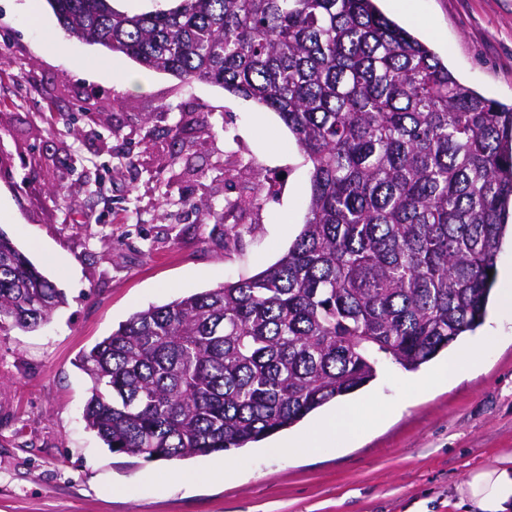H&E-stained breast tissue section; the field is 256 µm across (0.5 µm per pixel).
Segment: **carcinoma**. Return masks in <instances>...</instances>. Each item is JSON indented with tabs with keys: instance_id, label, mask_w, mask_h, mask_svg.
Masks as SVG:
<instances>
[{
	"instance_id": "carcinoma-1",
	"label": "carcinoma",
	"mask_w": 512,
	"mask_h": 512,
	"mask_svg": "<svg viewBox=\"0 0 512 512\" xmlns=\"http://www.w3.org/2000/svg\"><path fill=\"white\" fill-rule=\"evenodd\" d=\"M63 28L279 114L306 221L260 273L134 313L81 358L83 417L145 460L245 448L484 322L512 204V105L463 84L378 0H47ZM64 294L0 232V329ZM115 8L128 13H142L156 9H168L175 7L176 0H115L111 2Z\"/></svg>"
}]
</instances>
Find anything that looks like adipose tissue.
Segmentation results:
<instances>
[{"label":"adipose tissue","instance_id":"adipose-tissue-1","mask_svg":"<svg viewBox=\"0 0 512 512\" xmlns=\"http://www.w3.org/2000/svg\"><path fill=\"white\" fill-rule=\"evenodd\" d=\"M369 426V419L358 405L345 404L322 420L309 445L313 448L332 446L343 432L354 440L362 436ZM461 492L478 512H512V457L499 459L495 464L473 473Z\"/></svg>","mask_w":512,"mask_h":512}]
</instances>
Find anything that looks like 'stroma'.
<instances>
[{"mask_svg":"<svg viewBox=\"0 0 512 512\" xmlns=\"http://www.w3.org/2000/svg\"><path fill=\"white\" fill-rule=\"evenodd\" d=\"M397 2L379 6L465 84L512 104V0H414L410 18ZM89 178L101 197L89 198ZM250 195L256 208L208 211ZM309 196V168L275 112L69 36L45 2L0 0V231L66 295L45 326L0 330V512H473L458 486L512 455V309L497 303L512 290L511 238L482 326L419 370L384 361L352 394L375 421L356 441L288 456L269 437L146 461L87 429L81 354L137 311L275 263ZM239 224L250 232L235 236ZM452 358L466 378L414 390ZM227 461L236 478H207ZM187 472L198 480L180 483Z\"/></svg>","mask_w":512,"mask_h":512,"instance_id":"1","label":"stroma"}]
</instances>
